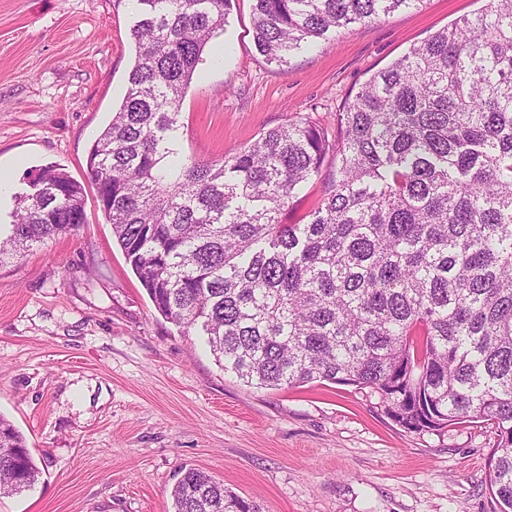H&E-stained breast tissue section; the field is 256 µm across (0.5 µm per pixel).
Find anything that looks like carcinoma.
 <instances>
[{
    "instance_id": "carcinoma-1",
    "label": "carcinoma",
    "mask_w": 512,
    "mask_h": 512,
    "mask_svg": "<svg viewBox=\"0 0 512 512\" xmlns=\"http://www.w3.org/2000/svg\"><path fill=\"white\" fill-rule=\"evenodd\" d=\"M128 89L89 178L156 310L207 336L244 385L368 387L411 432L493 421L490 489L512 512V0L436 32L336 113L298 117L218 163L183 159L180 108L232 0H132ZM424 0H254V39L280 66L326 33ZM335 171L305 224L301 187ZM84 187L29 178L0 264L85 221ZM40 470L0 416V494ZM174 512H260L195 468Z\"/></svg>"
}]
</instances>
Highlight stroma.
<instances>
[{
  "label": "stroma",
  "instance_id": "obj_1",
  "mask_svg": "<svg viewBox=\"0 0 512 512\" xmlns=\"http://www.w3.org/2000/svg\"><path fill=\"white\" fill-rule=\"evenodd\" d=\"M485 0H424L355 23L271 63L253 39L252 0H233L181 106L180 152L217 161L267 130L336 114L375 71ZM127 0H0V168L13 194L54 164L85 186L86 222L0 266V415L42 471L0 512H172L195 468L261 512H497L493 422L413 433L377 394L309 383L244 386L203 336L155 309L99 208L88 155L127 90Z\"/></svg>",
  "mask_w": 512,
  "mask_h": 512
}]
</instances>
